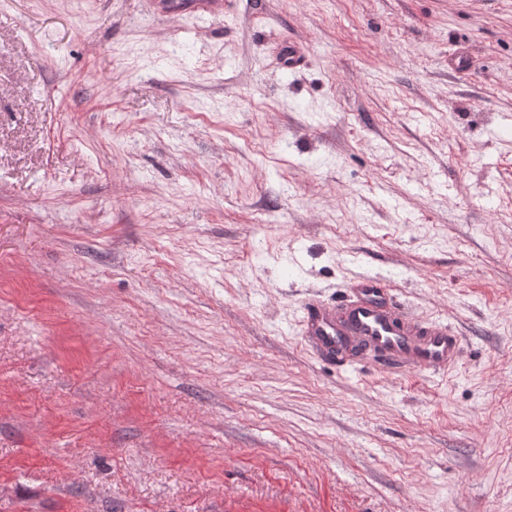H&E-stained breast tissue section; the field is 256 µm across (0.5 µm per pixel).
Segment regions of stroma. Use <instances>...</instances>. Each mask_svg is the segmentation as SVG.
Listing matches in <instances>:
<instances>
[{"label":"stroma","mask_w":512,"mask_h":512,"mask_svg":"<svg viewBox=\"0 0 512 512\" xmlns=\"http://www.w3.org/2000/svg\"><path fill=\"white\" fill-rule=\"evenodd\" d=\"M506 127L512 0H0V512H512ZM166 2V14L175 15L185 12L198 13L212 11L224 6L223 0H163ZM303 336L333 361L358 343L376 350L383 361L433 371L446 369L459 349L447 326L400 319L389 289L370 277L354 284L340 309L309 303Z\"/></svg>","instance_id":"1"}]
</instances>
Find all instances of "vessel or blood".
<instances>
[{
	"instance_id": "1",
	"label": "vessel or blood",
	"mask_w": 512,
	"mask_h": 512,
	"mask_svg": "<svg viewBox=\"0 0 512 512\" xmlns=\"http://www.w3.org/2000/svg\"><path fill=\"white\" fill-rule=\"evenodd\" d=\"M223 5V0H167L166 12L198 13ZM303 334L332 359L357 343L376 350L383 361L433 371L447 368L459 349L447 326L422 327L400 319L389 290L370 277L354 284L342 306L309 303Z\"/></svg>"
}]
</instances>
